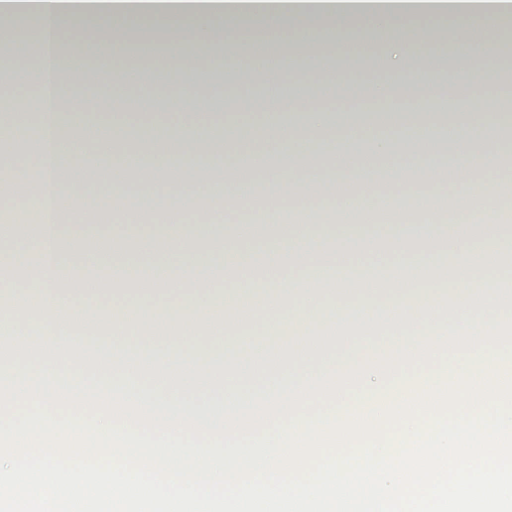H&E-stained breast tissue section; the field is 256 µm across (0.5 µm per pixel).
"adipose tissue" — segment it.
<instances>
[{"instance_id":"ef3b65f1","label":"adipose tissue","mask_w":512,"mask_h":512,"mask_svg":"<svg viewBox=\"0 0 512 512\" xmlns=\"http://www.w3.org/2000/svg\"><path fill=\"white\" fill-rule=\"evenodd\" d=\"M22 15L35 22L24 49L35 52L45 79L13 105H38L39 134L0 127V150L36 156L15 184L36 205L37 221L0 225V237L18 244L0 251V269L34 261L31 288L41 302L0 303V338L12 350L260 351L263 343L244 334L245 301L271 334L288 332L296 348L315 345L323 329L346 340L364 326L385 333L439 324L452 297L463 309L480 301L485 318L494 319L512 295V277L497 259L508 238L493 221L502 197L486 177L498 158L486 145L506 136L502 108L512 88L470 63L476 51L512 41V0H0V48H11L12 21ZM140 18L193 25L177 30L164 57L133 53L122 68L91 71L95 84H146L162 63L191 86L214 73L229 83L247 75L261 83V95L77 96L70 65L79 40L100 44L108 61L118 48L115 32ZM222 28L237 31L233 49L251 60L249 74L225 73L223 61L208 54ZM428 42L440 43L441 53L420 55ZM337 54L392 77L299 84L287 75L288 61L322 64ZM253 114L266 121L269 150H258L246 132ZM94 119L108 131L96 143L93 189L63 173L82 164L76 134ZM132 166L162 185V196L122 192ZM414 183H444L449 195L483 203L481 224L464 235L447 230L434 220L435 198L411 191ZM220 190L233 198L243 223L237 232L222 214L203 227L188 218L195 198ZM331 193L337 226L321 213L293 224L281 210L253 211L260 197ZM73 208L77 223H62ZM111 210L133 226L151 214L164 238L144 239L136 250L113 238L71 264L65 236L95 234L96 215ZM254 218L287 224L288 233L260 240ZM381 229L393 247L385 258L375 254ZM203 230L222 241L218 254L191 249ZM28 241L34 254L20 249ZM218 305L224 321L215 326Z\"/></svg>"}]
</instances>
